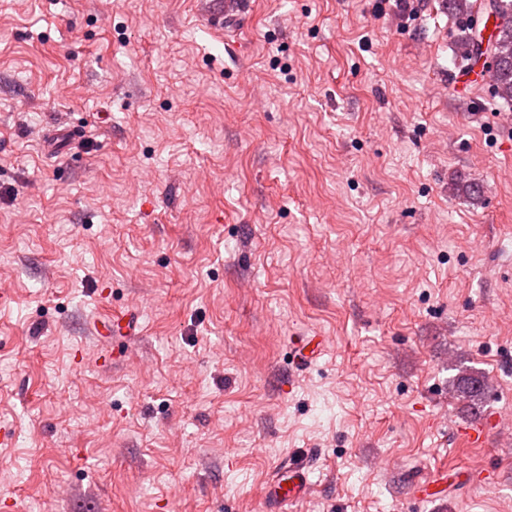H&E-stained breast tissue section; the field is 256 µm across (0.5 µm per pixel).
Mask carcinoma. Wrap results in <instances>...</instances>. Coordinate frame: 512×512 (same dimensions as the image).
Here are the masks:
<instances>
[{
  "label": "carcinoma",
  "instance_id": "obj_1",
  "mask_svg": "<svg viewBox=\"0 0 512 512\" xmlns=\"http://www.w3.org/2000/svg\"><path fill=\"white\" fill-rule=\"evenodd\" d=\"M448 14L462 21L459 28L458 52L469 61L479 55L472 36L473 22L483 17H495L493 33L495 56L488 65L490 86L494 96L512 102V0H446Z\"/></svg>",
  "mask_w": 512,
  "mask_h": 512
}]
</instances>
